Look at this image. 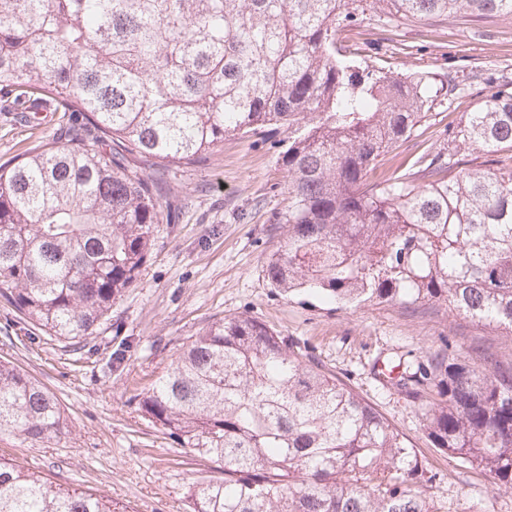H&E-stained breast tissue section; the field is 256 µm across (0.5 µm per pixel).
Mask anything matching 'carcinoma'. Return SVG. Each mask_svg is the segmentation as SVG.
Masks as SVG:
<instances>
[{
    "instance_id": "obj_1",
    "label": "carcinoma",
    "mask_w": 512,
    "mask_h": 512,
    "mask_svg": "<svg viewBox=\"0 0 512 512\" xmlns=\"http://www.w3.org/2000/svg\"><path fill=\"white\" fill-rule=\"evenodd\" d=\"M363 0H0V112H60L64 135L0 165V294L77 344L132 287L170 203L126 156L197 163L226 136L288 129L283 249L264 278L338 310L439 302L512 336V166L424 151L367 181L454 87L348 59ZM393 21L512 16V0H372ZM451 141L512 151V91L487 82ZM386 361L433 445L512 490V366ZM138 409L221 463L191 512H434V475L308 348L241 314L210 324ZM64 429L58 399L0 361V436ZM0 512H120L0 461Z\"/></svg>"
}]
</instances>
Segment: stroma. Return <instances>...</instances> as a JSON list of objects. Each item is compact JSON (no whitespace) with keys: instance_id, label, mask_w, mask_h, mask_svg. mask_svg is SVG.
<instances>
[{"instance_id":"obj_1","label":"stroma","mask_w":512,"mask_h":512,"mask_svg":"<svg viewBox=\"0 0 512 512\" xmlns=\"http://www.w3.org/2000/svg\"><path fill=\"white\" fill-rule=\"evenodd\" d=\"M337 39L375 67L427 70L463 89L451 104L435 106L421 136L377 160L373 181L427 147L447 146L448 130L479 102L482 78H512V16L461 14L400 24L369 6ZM61 122L56 114L35 126L0 112V164L33 152ZM287 143V130L278 128L225 137L197 164L162 167L131 157V166L150 176L180 214L175 223L157 226L135 285L85 348L34 328L0 296V360L37 378L65 416L64 431L48 441L0 437V459L58 487L104 496L127 512H189V486L216 474L218 465L174 444L142 415L137 396L192 336L216 320L247 314L308 343L326 369L399 430L435 476L434 512H512V492L494 490L479 469L434 448L422 410L375 369L389 358L429 355L446 338L470 364L489 351L510 366L512 337L449 315L438 302L346 311L270 288L263 266L286 242L284 225L273 218L288 205L280 160Z\"/></svg>"}]
</instances>
